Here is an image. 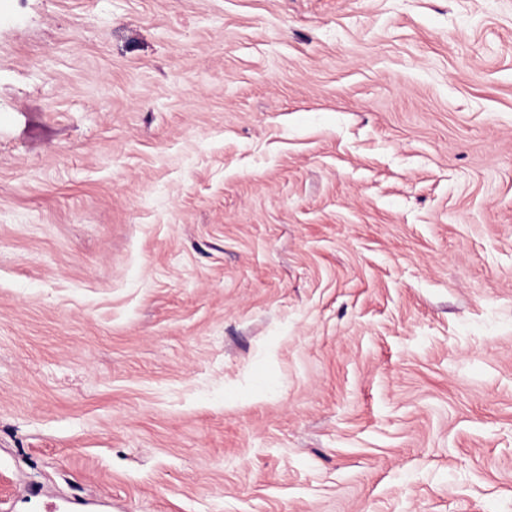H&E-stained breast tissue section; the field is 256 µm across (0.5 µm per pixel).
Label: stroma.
Masks as SVG:
<instances>
[{
  "label": "stroma",
  "instance_id": "obj_1",
  "mask_svg": "<svg viewBox=\"0 0 512 512\" xmlns=\"http://www.w3.org/2000/svg\"><path fill=\"white\" fill-rule=\"evenodd\" d=\"M512 512V0H0V500Z\"/></svg>",
  "mask_w": 512,
  "mask_h": 512
}]
</instances>
